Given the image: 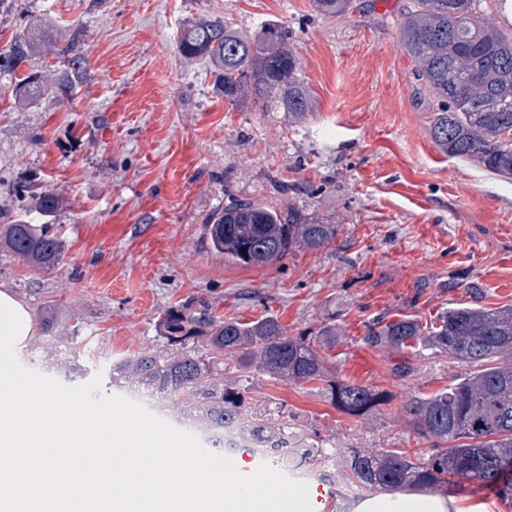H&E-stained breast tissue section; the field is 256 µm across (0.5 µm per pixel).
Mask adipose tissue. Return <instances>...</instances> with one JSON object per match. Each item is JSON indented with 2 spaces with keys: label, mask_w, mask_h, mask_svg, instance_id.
I'll return each instance as SVG.
<instances>
[{
  "label": "adipose tissue",
  "mask_w": 512,
  "mask_h": 512,
  "mask_svg": "<svg viewBox=\"0 0 512 512\" xmlns=\"http://www.w3.org/2000/svg\"><path fill=\"white\" fill-rule=\"evenodd\" d=\"M35 334L28 307L7 289H0V337L16 349H24ZM352 512H489L482 503L467 498L446 499L435 494L382 493L357 502Z\"/></svg>",
  "instance_id": "obj_1"
}]
</instances>
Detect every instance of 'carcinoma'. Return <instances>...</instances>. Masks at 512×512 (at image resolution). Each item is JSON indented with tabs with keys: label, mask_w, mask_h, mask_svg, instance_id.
Returning a JSON list of instances; mask_svg holds the SVG:
<instances>
[{
	"label": "carcinoma",
	"mask_w": 512,
	"mask_h": 512,
	"mask_svg": "<svg viewBox=\"0 0 512 512\" xmlns=\"http://www.w3.org/2000/svg\"><path fill=\"white\" fill-rule=\"evenodd\" d=\"M475 0H413L404 13L400 40L417 65L418 80L437 102L429 134L450 158L473 160L494 175L512 177V36L476 15ZM316 11L342 16L353 0H313ZM287 28L269 23L248 33L229 20L203 18L178 39L186 58L208 60L224 100L238 108L286 112L299 120L313 99L300 74ZM43 42L36 31L17 37L8 58L18 65ZM69 57L72 83L83 60L71 42L60 50ZM25 96L46 91L41 75L21 79ZM64 206L53 195L34 198L29 213L52 217ZM336 236V225L303 205L261 204L224 188V209L206 223L211 250L244 267L276 264L299 248L320 249ZM0 250L51 270L63 259L64 245L24 215L0 225ZM162 342L109 366L112 386L138 387L161 398H183L181 417L217 434L237 425L248 434L242 448L296 467L322 462L325 452L303 428L275 407L246 402L249 379L257 372L285 384L321 383L337 410L365 415L386 401V393L330 374L320 354L334 330L290 336L274 316L250 322L224 320L192 302L169 310L159 325ZM373 346L401 349L413 341L473 367L464 378L403 405L420 435L432 440L428 455L399 448L346 451L343 478L357 489L379 491L405 485L448 492L464 481L490 487L512 502V306L486 309L459 305L425 332L403 317L368 329ZM232 374L233 380L224 381Z\"/></svg>",
	"instance_id": "cac0c4a2"
}]
</instances>
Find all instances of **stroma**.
Listing matches in <instances>:
<instances>
[{
	"label": "stroma",
	"mask_w": 512,
	"mask_h": 512,
	"mask_svg": "<svg viewBox=\"0 0 512 512\" xmlns=\"http://www.w3.org/2000/svg\"><path fill=\"white\" fill-rule=\"evenodd\" d=\"M410 4L355 0L329 17L312 0H0V54L34 27L50 33L18 69L0 67V224L35 195L65 200L50 220L60 265L42 271L0 252V285L36 323L18 360L60 382L105 373L160 343L161 319L192 298L242 322L276 315L292 336L332 325L328 368L387 391L389 404L351 417L315 384L258 374L249 402H276L306 427L338 490L336 449L429 452L402 406L470 367L420 343L370 345L367 327L408 316L429 328L461 304L512 305V179L432 141L435 102L399 39ZM203 17L248 32L288 27L312 112L294 123L231 108L206 61L177 49L180 30ZM73 36L86 67L63 88L60 50ZM32 71L49 88L21 98L16 77ZM275 179L298 185L289 201L329 218L335 239L266 267L208 249L205 222L225 189L269 203Z\"/></svg>",
	"instance_id": "35a3bbf8"
}]
</instances>
